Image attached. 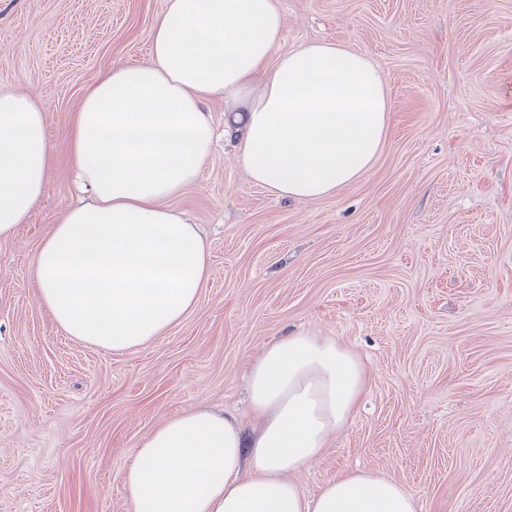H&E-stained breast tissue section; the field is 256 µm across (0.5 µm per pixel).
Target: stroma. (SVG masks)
Wrapping results in <instances>:
<instances>
[{
  "label": "stroma",
  "mask_w": 512,
  "mask_h": 512,
  "mask_svg": "<svg viewBox=\"0 0 512 512\" xmlns=\"http://www.w3.org/2000/svg\"><path fill=\"white\" fill-rule=\"evenodd\" d=\"M165 0H0V84L37 95L54 145L39 206L0 242V512H131V451L167 418L250 424L248 370L290 329L361 361L353 418L295 475L355 469L417 512H512V0H279L287 53L326 41L383 72L373 166L321 199L252 185L219 142L173 207L211 274L197 306L124 352L67 336L30 261L77 199L67 130L102 73L150 60Z\"/></svg>",
  "instance_id": "stroma-1"
}]
</instances>
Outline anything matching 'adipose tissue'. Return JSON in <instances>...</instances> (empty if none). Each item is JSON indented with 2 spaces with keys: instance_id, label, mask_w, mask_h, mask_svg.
I'll return each instance as SVG.
<instances>
[{
  "instance_id": "ef3b65f1",
  "label": "adipose tissue",
  "mask_w": 512,
  "mask_h": 512,
  "mask_svg": "<svg viewBox=\"0 0 512 512\" xmlns=\"http://www.w3.org/2000/svg\"><path fill=\"white\" fill-rule=\"evenodd\" d=\"M276 0H165L151 60L107 72L67 133L89 201L43 235L29 285L67 335L138 348L193 309L210 275L197 226L168 207L211 155L206 105L224 100V134L252 184L287 199L335 194L372 167L388 134L382 72L331 43L279 51ZM37 99L0 88V240L40 199L52 153ZM365 388L357 358L312 331L269 343L248 380L254 418L205 408L168 418L132 452V512H416L402 483L338 475L314 496L291 479L344 427Z\"/></svg>"
}]
</instances>
